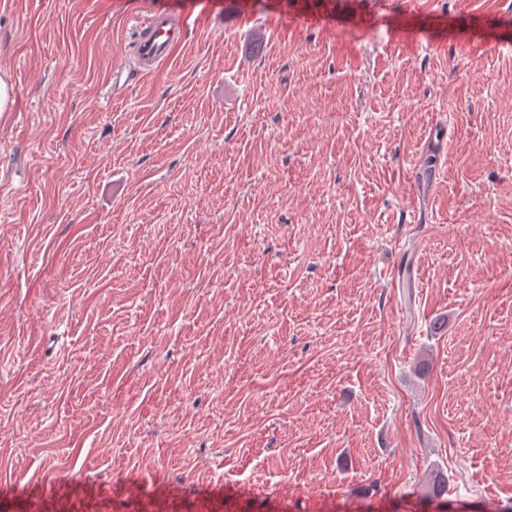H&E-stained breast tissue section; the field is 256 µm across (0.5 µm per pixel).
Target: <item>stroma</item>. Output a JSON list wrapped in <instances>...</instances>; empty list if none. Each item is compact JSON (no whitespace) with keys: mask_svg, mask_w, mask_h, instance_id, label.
<instances>
[{"mask_svg":"<svg viewBox=\"0 0 512 512\" xmlns=\"http://www.w3.org/2000/svg\"><path fill=\"white\" fill-rule=\"evenodd\" d=\"M149 2L0 0V512L512 502V0ZM181 0H154L146 17L138 21L130 41L129 56L118 71L119 82L141 79L171 60L181 48L186 29Z\"/></svg>","mask_w":512,"mask_h":512,"instance_id":"stroma-1","label":"stroma"}]
</instances>
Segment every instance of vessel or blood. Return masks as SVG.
Wrapping results in <instances>:
<instances>
[{"instance_id":"vessel-or-blood-1","label":"vessel or blood","mask_w":512,"mask_h":512,"mask_svg":"<svg viewBox=\"0 0 512 512\" xmlns=\"http://www.w3.org/2000/svg\"><path fill=\"white\" fill-rule=\"evenodd\" d=\"M185 29L182 0H152L145 18L134 28L121 68L126 80L147 77L171 60L183 44Z\"/></svg>"}]
</instances>
